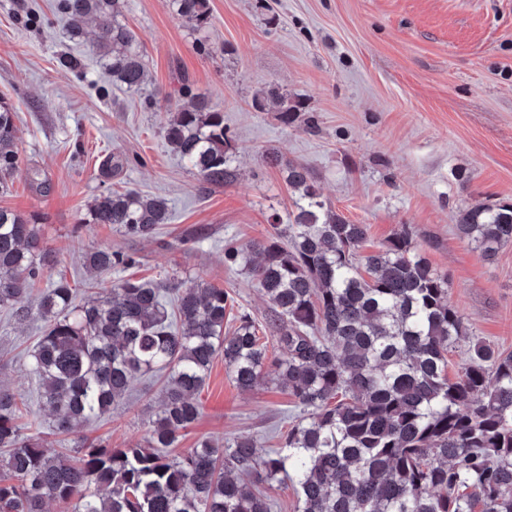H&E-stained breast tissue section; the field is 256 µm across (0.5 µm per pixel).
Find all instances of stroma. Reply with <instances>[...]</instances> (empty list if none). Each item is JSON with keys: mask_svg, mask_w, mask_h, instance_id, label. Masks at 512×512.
I'll use <instances>...</instances> for the list:
<instances>
[{"mask_svg": "<svg viewBox=\"0 0 512 512\" xmlns=\"http://www.w3.org/2000/svg\"><path fill=\"white\" fill-rule=\"evenodd\" d=\"M204 27L171 0H127L122 22L147 61L130 91L87 44L64 29L58 0H0V100L17 114L21 171L0 207L39 215L49 252L44 283L66 279L77 300L108 295L132 278L205 281L240 314L265 323L269 305L247 271L227 266L224 242L264 241L296 198L289 165L305 167L338 215L368 228L363 252L408 225L429 264L446 273L448 300L474 336L512 353V245L483 260L459 239L460 210L512 204V0H208ZM299 103L293 123L259 110L271 89ZM207 98L223 112L233 182L208 187L161 133L168 113ZM125 164L103 173L106 156ZM277 156L270 165L268 156ZM109 188L168 199L171 219L140 241L109 224L83 225L87 205ZM109 248L137 262L89 280L81 255ZM44 326L37 314L0 312V388L21 394L41 421L38 438L68 453L83 445L145 443L160 409L159 378L137 380L104 418L69 436L50 417L29 372ZM197 420L175 453L202 439L245 434L280 448L299 409L268 380L249 392L216 358L198 397Z\"/></svg>", "mask_w": 512, "mask_h": 512, "instance_id": "stroma-1", "label": "stroma"}]
</instances>
